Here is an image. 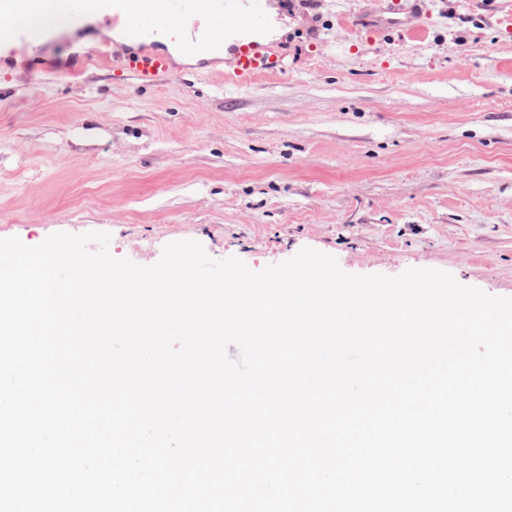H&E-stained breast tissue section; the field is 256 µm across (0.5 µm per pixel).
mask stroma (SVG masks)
I'll return each mask as SVG.
<instances>
[{
  "mask_svg": "<svg viewBox=\"0 0 512 512\" xmlns=\"http://www.w3.org/2000/svg\"><path fill=\"white\" fill-rule=\"evenodd\" d=\"M275 74L68 68L93 24L0 42V239L105 232L150 266L195 240L251 270L308 247L512 297V0H267Z\"/></svg>",
  "mask_w": 512,
  "mask_h": 512,
  "instance_id": "1",
  "label": "stroma"
}]
</instances>
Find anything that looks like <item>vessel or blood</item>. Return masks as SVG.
<instances>
[{
  "instance_id": "obj_1",
  "label": "vessel or blood",
  "mask_w": 512,
  "mask_h": 512,
  "mask_svg": "<svg viewBox=\"0 0 512 512\" xmlns=\"http://www.w3.org/2000/svg\"><path fill=\"white\" fill-rule=\"evenodd\" d=\"M112 11L113 27L131 33L142 43L129 50L117 45H105L90 52L82 67L73 70L81 77L93 68L112 69L151 79L167 73L168 59L152 50L148 41L153 36L176 32L182 34L185 53L194 54L204 47L217 46L231 37L236 27H260L264 21V0H241L238 9L229 8L226 0H117ZM276 64L270 51L256 42L238 44L229 69L212 70V77L240 85L274 73Z\"/></svg>"
}]
</instances>
